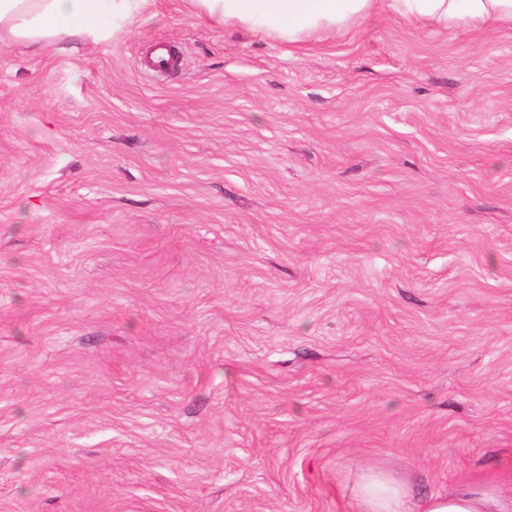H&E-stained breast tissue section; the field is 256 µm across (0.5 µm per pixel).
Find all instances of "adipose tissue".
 <instances>
[{
  "label": "adipose tissue",
  "mask_w": 512,
  "mask_h": 512,
  "mask_svg": "<svg viewBox=\"0 0 512 512\" xmlns=\"http://www.w3.org/2000/svg\"><path fill=\"white\" fill-rule=\"evenodd\" d=\"M197 17L297 43L339 34L385 7L410 21L448 27H512V0H188ZM147 0H0V41L38 52L64 37L96 43L122 34ZM351 512H512V495L463 485L415 500L405 482L371 469L351 492Z\"/></svg>",
  "instance_id": "adipose-tissue-1"
}]
</instances>
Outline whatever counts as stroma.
<instances>
[{
    "label": "stroma",
    "instance_id": "35a3bbf8",
    "mask_svg": "<svg viewBox=\"0 0 512 512\" xmlns=\"http://www.w3.org/2000/svg\"><path fill=\"white\" fill-rule=\"evenodd\" d=\"M371 465L512 491V29L0 43V512H350Z\"/></svg>",
    "mask_w": 512,
    "mask_h": 512
}]
</instances>
